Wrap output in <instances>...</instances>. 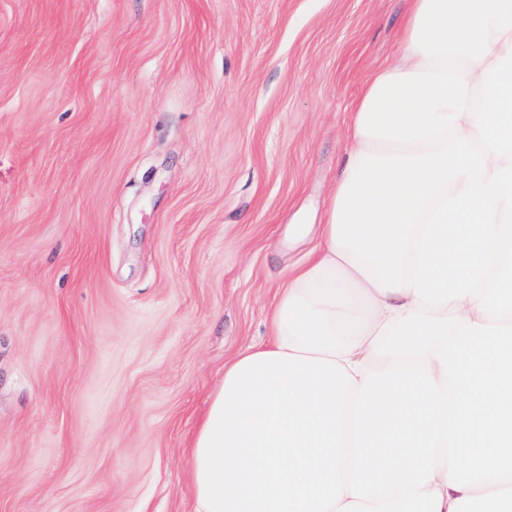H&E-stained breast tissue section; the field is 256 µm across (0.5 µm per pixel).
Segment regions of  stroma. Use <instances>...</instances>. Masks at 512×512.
I'll use <instances>...</instances> for the list:
<instances>
[{"label":"stroma","instance_id":"35a3bbf8","mask_svg":"<svg viewBox=\"0 0 512 512\" xmlns=\"http://www.w3.org/2000/svg\"><path fill=\"white\" fill-rule=\"evenodd\" d=\"M408 9L0 0V512H188Z\"/></svg>","mask_w":512,"mask_h":512}]
</instances>
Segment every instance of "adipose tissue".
I'll use <instances>...</instances> for the list:
<instances>
[{"instance_id": "obj_1", "label": "adipose tissue", "mask_w": 512, "mask_h": 512, "mask_svg": "<svg viewBox=\"0 0 512 512\" xmlns=\"http://www.w3.org/2000/svg\"><path fill=\"white\" fill-rule=\"evenodd\" d=\"M191 512H512V0H411Z\"/></svg>"}]
</instances>
